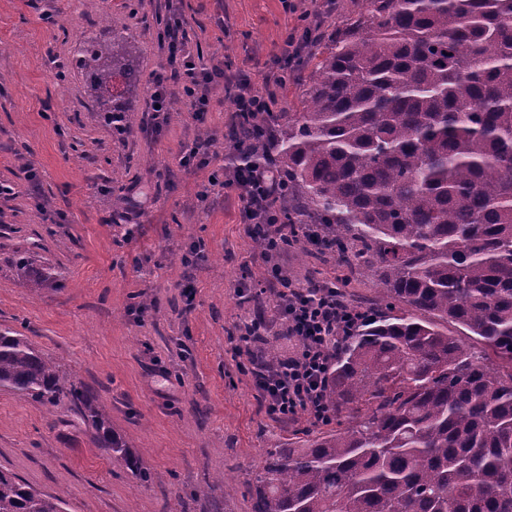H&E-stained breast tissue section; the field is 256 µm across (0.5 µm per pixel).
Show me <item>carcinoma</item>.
<instances>
[{
	"instance_id": "1",
	"label": "carcinoma",
	"mask_w": 512,
	"mask_h": 512,
	"mask_svg": "<svg viewBox=\"0 0 512 512\" xmlns=\"http://www.w3.org/2000/svg\"><path fill=\"white\" fill-rule=\"evenodd\" d=\"M140 55L115 31L78 51L120 134L131 108L112 88L136 89ZM305 70L300 110L251 119L266 130L254 151L281 172V223L323 225L318 246L386 304L333 352L336 427L272 449L251 512H512V0H365ZM17 274L52 279L25 258ZM0 387L67 398L108 458L147 477L97 398L11 331ZM0 512L66 508L0 470Z\"/></svg>"
}]
</instances>
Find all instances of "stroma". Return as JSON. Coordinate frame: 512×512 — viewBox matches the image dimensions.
I'll list each match as a JSON object with an SVG mask.
<instances>
[{"instance_id": "stroma-1", "label": "stroma", "mask_w": 512, "mask_h": 512, "mask_svg": "<svg viewBox=\"0 0 512 512\" xmlns=\"http://www.w3.org/2000/svg\"><path fill=\"white\" fill-rule=\"evenodd\" d=\"M362 10V0L331 12L324 0H0V330L28 337L93 392L150 478L97 448L68 399L3 387L0 468L63 495L67 512H248L267 450L315 431L306 416L269 415L235 352L237 324L257 315L280 357L296 342L281 333L273 293H239L266 266L237 192L220 186L234 100L216 88L200 120L176 101L157 133L147 81L167 64L158 31L173 11L202 67L244 72L261 90L286 31L307 19L327 35ZM102 22L142 45L121 135L94 111L77 64L80 40ZM205 139L210 161L182 164ZM21 256L52 283L18 277ZM279 263L300 284L315 272L336 281L354 305L379 297L377 281L329 256L291 249Z\"/></svg>"}]
</instances>
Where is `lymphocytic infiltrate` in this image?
Instances as JSON below:
<instances>
[{"mask_svg":"<svg viewBox=\"0 0 512 512\" xmlns=\"http://www.w3.org/2000/svg\"><path fill=\"white\" fill-rule=\"evenodd\" d=\"M180 28V18L169 15L162 35L168 66L150 77L149 103L157 129L167 125L177 94H184L190 111L200 116L207 112L210 95L219 84L233 95L235 124L270 111L277 90L286 86L289 72L295 70L303 52L316 38L320 24L311 21L285 34L280 53L265 77L267 91L263 94L254 89L247 75L230 76L219 67L202 68L186 49ZM229 147L240 162L223 185L239 192L248 236H260L268 242L262 253L267 267L266 286L275 293L276 315L284 335L297 341L296 351L285 361L252 367L255 386L268 414L283 420L303 414L312 422H327L331 414L325 385L331 369V349L354 333L363 313L338 302L336 288L312 290L288 280L278 263L288 227L278 222L272 208L274 195L281 186L279 171L269 162L250 163L248 142L233 138Z\"/></svg>","mask_w":512,"mask_h":512,"instance_id":"1","label":"lymphocytic infiltrate"}]
</instances>
